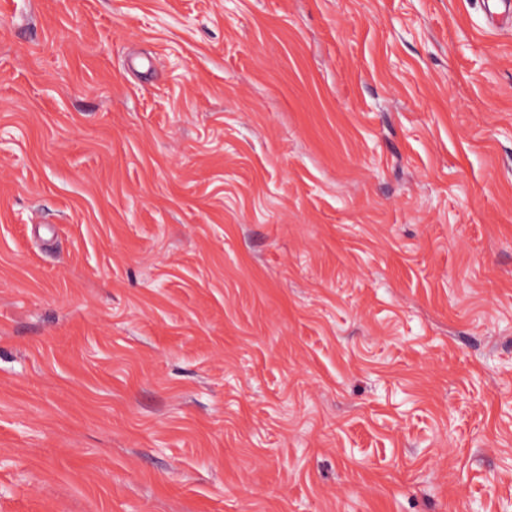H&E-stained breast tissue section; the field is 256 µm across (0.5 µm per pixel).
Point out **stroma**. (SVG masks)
<instances>
[{"label":"stroma","instance_id":"35a3bbf8","mask_svg":"<svg viewBox=\"0 0 512 512\" xmlns=\"http://www.w3.org/2000/svg\"><path fill=\"white\" fill-rule=\"evenodd\" d=\"M496 0H0V512H512Z\"/></svg>","mask_w":512,"mask_h":512}]
</instances>
